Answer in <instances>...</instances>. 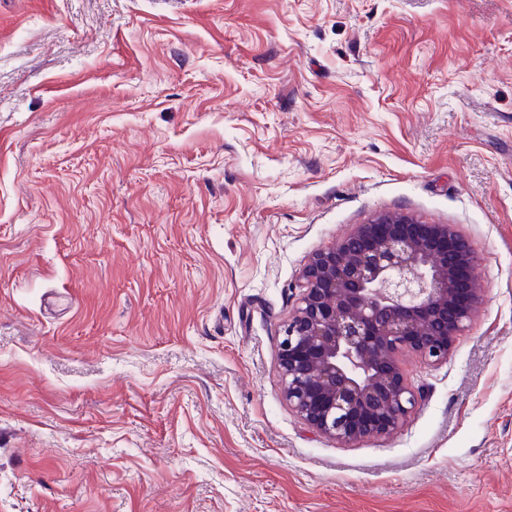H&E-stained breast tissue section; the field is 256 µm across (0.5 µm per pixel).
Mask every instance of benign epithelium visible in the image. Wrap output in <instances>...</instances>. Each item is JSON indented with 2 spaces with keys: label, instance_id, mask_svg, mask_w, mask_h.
<instances>
[{
  "label": "benign epithelium",
  "instance_id": "1",
  "mask_svg": "<svg viewBox=\"0 0 512 512\" xmlns=\"http://www.w3.org/2000/svg\"><path fill=\"white\" fill-rule=\"evenodd\" d=\"M475 266L471 246L449 225L399 212L316 251L278 351L296 414L345 443L398 431L418 401L401 357L448 359L481 300Z\"/></svg>",
  "mask_w": 512,
  "mask_h": 512
}]
</instances>
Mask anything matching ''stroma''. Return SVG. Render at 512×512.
<instances>
[{
    "label": "stroma",
    "mask_w": 512,
    "mask_h": 512,
    "mask_svg": "<svg viewBox=\"0 0 512 512\" xmlns=\"http://www.w3.org/2000/svg\"><path fill=\"white\" fill-rule=\"evenodd\" d=\"M385 212L482 303L343 444L278 345ZM0 512H512V0H0Z\"/></svg>",
    "instance_id": "35a3bbf8"
}]
</instances>
